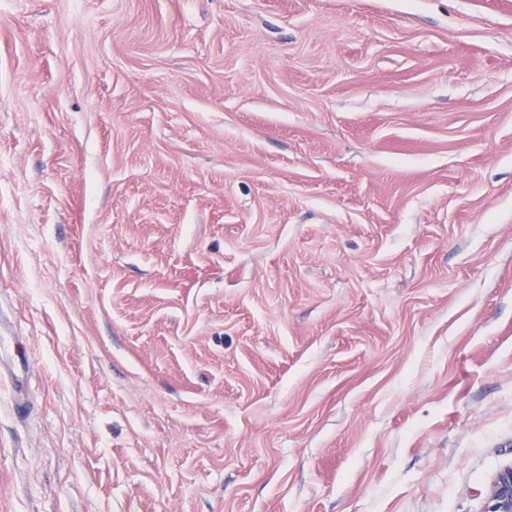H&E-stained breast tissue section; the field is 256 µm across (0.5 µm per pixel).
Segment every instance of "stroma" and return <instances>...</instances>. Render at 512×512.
Returning <instances> with one entry per match:
<instances>
[{
  "instance_id": "obj_1",
  "label": "stroma",
  "mask_w": 512,
  "mask_h": 512,
  "mask_svg": "<svg viewBox=\"0 0 512 512\" xmlns=\"http://www.w3.org/2000/svg\"><path fill=\"white\" fill-rule=\"evenodd\" d=\"M0 329V512H485L512 0H0ZM0 359L6 356L11 360L10 378L13 387L12 407L17 414L25 410L26 386L25 374L29 369V361L18 351V345L11 341L0 329Z\"/></svg>"
}]
</instances>
